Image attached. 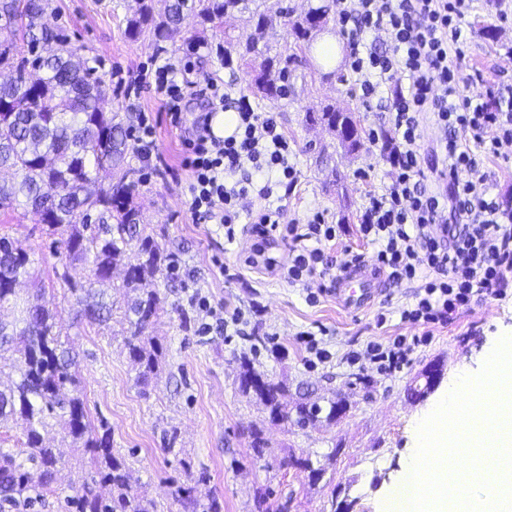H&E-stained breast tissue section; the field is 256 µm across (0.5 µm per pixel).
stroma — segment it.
<instances>
[{
  "instance_id": "stroma-1",
  "label": "stroma",
  "mask_w": 512,
  "mask_h": 512,
  "mask_svg": "<svg viewBox=\"0 0 512 512\" xmlns=\"http://www.w3.org/2000/svg\"><path fill=\"white\" fill-rule=\"evenodd\" d=\"M131 3L50 0L47 19L107 82L113 71L135 75L156 58L182 60L189 81L184 90L186 121L207 112V102L194 95L191 85L208 77L223 81L231 93L247 94L258 111L275 113L291 142L290 161L297 170L295 184L281 200L283 223L304 224L320 212L329 223L349 225L342 247L332 250L336 265L327 270V277H335L338 265L344 264L343 246L371 256L372 245L362 241L353 226L366 194L387 178L384 152L366 145L359 152L345 153L335 133L313 119L328 103L352 112L363 132L381 118L380 113L365 110L354 95L348 40L337 20L328 24L339 47L334 75L306 70L304 77L294 80L288 98L276 99L261 97L252 84L258 60L245 62L235 53L224 60L206 43L189 50L184 34L161 49L146 36L129 39L125 17ZM465 23L473 40L462 71L464 95H478L493 84L512 86V24L504 23L484 0H477ZM103 108L120 113L128 125L135 111L148 113L167 164L150 181L139 183L133 196L141 229L180 261L173 279L156 284L163 312L148 334L162 350L147 390L135 383L136 370L123 346L120 321L90 326L78 320L75 296L55 276L59 261L52 255L45 225L21 203L0 211V236L12 237L32 260L31 277L20 285L19 295L24 298L41 290L55 308L62 339L76 354L79 388L91 424L107 422L113 454L125 461L156 512H192L174 500L171 485L201 471L210 480L199 486L196 499L204 505L217 498L224 512H258L263 499L273 510L280 507L284 512H336L344 499L354 501V512H382L386 492L412 457L419 418L437 395L481 369L486 350L499 337L512 336V271L502 295L472 302L447 324L435 327L430 341L415 350L412 363L401 372L387 376L349 365L345 354L364 351L371 341L415 334V327L400 320L401 308L414 301V284H388L373 308L363 313L344 312L326 294L319 303L308 304L301 286L244 265L254 243L249 231L238 232L230 243L217 225L192 222L181 133L170 126L153 88L111 86ZM364 170L370 172V180L361 178ZM193 288L202 289L216 309L241 308L247 320L245 335L200 334L202 315L188 301ZM319 327L328 331L325 341L334 358L310 370L297 334ZM244 359L256 371L286 384L288 402L305 395L344 398L349 402L346 416L304 430L273 423L255 396L240 387ZM433 364L442 367L434 393L412 397L420 375ZM255 427L268 442L259 455L251 447L250 431ZM44 436L47 444L59 449L63 466L55 492L37 512H63L65 496L89 473L90 459L74 447L59 421L50 420ZM302 456L321 468L320 478L291 465V458Z\"/></svg>"
}]
</instances>
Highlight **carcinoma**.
<instances>
[{
    "label": "carcinoma",
    "instance_id": "carcinoma-1",
    "mask_svg": "<svg viewBox=\"0 0 512 512\" xmlns=\"http://www.w3.org/2000/svg\"><path fill=\"white\" fill-rule=\"evenodd\" d=\"M126 16L125 33L136 40L147 34L159 45L174 39L184 11L196 18L204 31L224 32V18L247 13L252 31L219 40L216 53L226 54L224 44L240 57L260 56L254 85L264 97L286 98L296 79L298 55L271 53L258 48L254 33L272 25L261 10L260 0H171L167 11L155 18L153 0H135ZM49 0H0V68L15 76L0 82V169L12 170V178L0 180V209L19 201L30 208L49 234L61 232L60 247L67 264L56 276L79 296L93 293L98 300L87 304L81 316L89 325L112 319L107 292L114 288L113 269L130 252L122 287L137 292L121 317L124 346L137 368V382L147 385L158 368L159 345L146 335L161 311L157 291L143 284L170 276L178 264L151 235L140 230V214L133 204L139 184L138 169L128 160V128L116 114L101 109L105 82L84 62L78 51L57 32L40 26ZM330 6L309 8L292 24L295 44L304 47L326 28ZM40 38L56 44L49 56L26 57L18 40ZM318 120L329 129L341 125L348 131L341 144L349 153L363 143L350 112L330 105L319 110ZM92 264L88 285L71 280L68 265ZM31 260L26 251L0 236V307L17 303L12 285L29 276ZM18 319H0V360L3 352L17 351L19 380L0 388V421L17 418L25 424L22 459L0 448V512H32L53 491L61 464L57 449L47 445L43 431L47 419L58 416L72 442L91 454L92 472L65 498L67 512H153V503L133 487L129 468L112 453L110 433L103 434L86 422L83 395L76 385V360L60 340L56 314L37 294L18 306ZM243 392L252 393L273 421L306 429L319 422L321 406L309 399L290 407L281 402L285 387L252 368L240 365Z\"/></svg>",
    "mask_w": 512,
    "mask_h": 512
}]
</instances>
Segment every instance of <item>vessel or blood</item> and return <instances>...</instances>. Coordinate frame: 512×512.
I'll return each mask as SVG.
<instances>
[{
    "instance_id": "obj_1",
    "label": "vessel or blood",
    "mask_w": 512,
    "mask_h": 512,
    "mask_svg": "<svg viewBox=\"0 0 512 512\" xmlns=\"http://www.w3.org/2000/svg\"><path fill=\"white\" fill-rule=\"evenodd\" d=\"M387 284L382 272L359 259L341 267L329 293L344 310L354 312L374 305Z\"/></svg>"
}]
</instances>
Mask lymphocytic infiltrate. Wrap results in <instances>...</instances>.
<instances>
[{
  "label": "lymphocytic infiltrate",
  "mask_w": 512,
  "mask_h": 512,
  "mask_svg": "<svg viewBox=\"0 0 512 512\" xmlns=\"http://www.w3.org/2000/svg\"><path fill=\"white\" fill-rule=\"evenodd\" d=\"M475 0H348L338 23L350 46V73L363 105L397 76L408 79L388 98L382 122L394 132L387 147V182L369 192L357 231L375 247L374 264L390 282L419 281L402 322L427 327L451 319L474 298L500 295L503 272L512 267V209L503 208L485 186L480 159L501 158L512 142V91L488 87L485 94L460 91L461 65L470 44L466 17ZM389 49L373 51L374 41ZM139 84L155 89L173 127L183 129L191 173L189 212L193 222L216 224L227 241L241 221L259 242L282 236L291 242L277 270L288 284L306 288L331 264L328 245L346 235L342 224L315 215L306 224H282L272 197L290 187L296 170L288 137L272 113L257 111L248 95L234 101L238 125L230 136H215L209 115L186 123L182 112L184 76L179 61L166 58ZM431 116L445 132L440 145L442 191L431 190L424 168L420 128ZM403 335L371 342L349 363L392 374L403 369L419 345Z\"/></svg>",
  "instance_id": "lymphocytic-infiltrate-1"
}]
</instances>
